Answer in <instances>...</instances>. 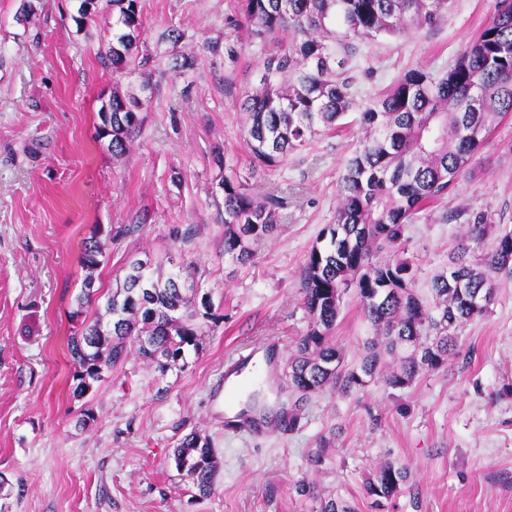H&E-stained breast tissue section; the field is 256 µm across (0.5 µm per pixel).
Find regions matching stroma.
I'll return each instance as SVG.
<instances>
[{"instance_id":"obj_1","label":"stroma","mask_w":512,"mask_h":512,"mask_svg":"<svg viewBox=\"0 0 512 512\" xmlns=\"http://www.w3.org/2000/svg\"><path fill=\"white\" fill-rule=\"evenodd\" d=\"M82 2L0 0V512H320L328 498L353 512H512V394L501 393L512 384V279L497 277L488 310L457 328V354L408 387L376 376L348 394L304 399L286 387L288 356L309 325L300 271L335 221L359 107L408 70L445 74L497 0H449L433 28L357 41L349 124L318 130L272 167L252 163L243 107L272 46L251 36L239 0H139L144 30L122 74L105 58L111 6L80 26ZM183 59L188 67L176 68ZM115 94L141 105L121 157L99 134L100 108ZM227 177L282 202L276 233L253 243L244 265L224 255ZM464 211L488 217L480 252L512 229V113L405 228L422 299L467 229L446 216ZM176 228L191 240L175 239ZM93 236L105 259L87 318L127 264L149 255L163 275L191 266L216 319L183 366L163 373L132 355L78 396L67 338ZM371 337L348 291L332 331L344 368L358 366ZM260 351L268 369L236 400L267 414L272 431L257 437L225 428L211 387L225 360ZM192 432L217 460L205 497L174 462ZM388 463L406 467L409 483L377 508L365 484ZM302 484L314 496L299 495Z\"/></svg>"}]
</instances>
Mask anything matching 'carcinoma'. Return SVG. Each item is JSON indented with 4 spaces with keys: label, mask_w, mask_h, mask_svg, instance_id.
<instances>
[{
    "label": "carcinoma",
    "mask_w": 512,
    "mask_h": 512,
    "mask_svg": "<svg viewBox=\"0 0 512 512\" xmlns=\"http://www.w3.org/2000/svg\"><path fill=\"white\" fill-rule=\"evenodd\" d=\"M116 11L110 60L128 67L143 32L138 0H107ZM251 34L276 38L277 49L260 63V86L247 95L246 144L252 159L273 166L307 145L319 128L340 125L354 102L348 76L349 53L357 40L401 35L437 25L448 0H241ZM343 46L339 56L329 39ZM127 111L107 118L100 133L112 154L122 156L139 129L140 105L112 95V106ZM512 112V0H497L496 12L477 38L459 54L447 74L435 78L408 71L360 113L364 135L346 160L335 223L327 225L309 251L300 290L310 322L288 358V387L304 395L328 388L349 393L381 372V352H401L400 365L382 376L403 389L422 370H438L457 346L456 328L483 314L493 299L494 276L512 275V232L479 256L487 216L468 213L469 231L431 282L432 304L412 291L413 267L398 253L407 224L431 202L443 198L482 147L492 122ZM224 255L239 264L252 258L250 243L277 230L274 198H260L224 179ZM103 245L90 237L83 266L101 264ZM354 289L364 317L382 340L368 342L357 368L341 369L342 355L331 342L342 295ZM212 304L183 267L162 277L151 257L129 262L122 284L105 313L80 323L67 350L83 394L90 382L126 361L129 354L166 371L198 349ZM178 469L199 495L211 493L217 461L210 443L186 435L174 450ZM408 481L407 468L386 464L365 491L378 505L393 499Z\"/></svg>",
    "instance_id": "obj_1"
}]
</instances>
